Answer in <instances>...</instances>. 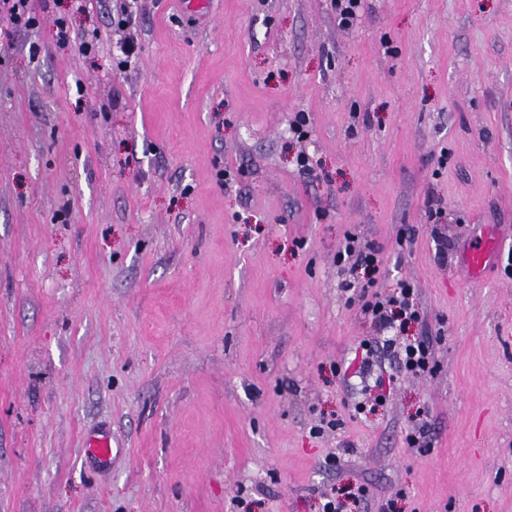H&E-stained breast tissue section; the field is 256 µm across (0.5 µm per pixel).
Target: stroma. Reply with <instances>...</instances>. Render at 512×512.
<instances>
[{
    "instance_id": "stroma-1",
    "label": "stroma",
    "mask_w": 512,
    "mask_h": 512,
    "mask_svg": "<svg viewBox=\"0 0 512 512\" xmlns=\"http://www.w3.org/2000/svg\"><path fill=\"white\" fill-rule=\"evenodd\" d=\"M120 5L0 20V512H512V0H133L122 70ZM350 236L427 372L348 303ZM367 251H363L357 245V241L349 237L348 244L343 250L336 254V263H350L352 272L363 269V277L367 279L366 285L357 292V288L351 282L345 284V291L353 290L351 296L347 298L349 303L357 299L362 301L361 311L364 314H372L382 325L389 328H397L400 331L405 329L412 322L420 320V311L414 303V288L409 283H400L398 288L391 292L369 291L376 284V274L382 265V250L377 246H369ZM356 292V293H355ZM398 323V324H397ZM430 350L422 341L408 343L396 354L401 367L413 373L425 372L430 364ZM370 494L367 486L358 487L347 486L344 488H332L330 493H325L321 497L318 512H346L348 501L354 506L361 503H367Z\"/></svg>"
}]
</instances>
